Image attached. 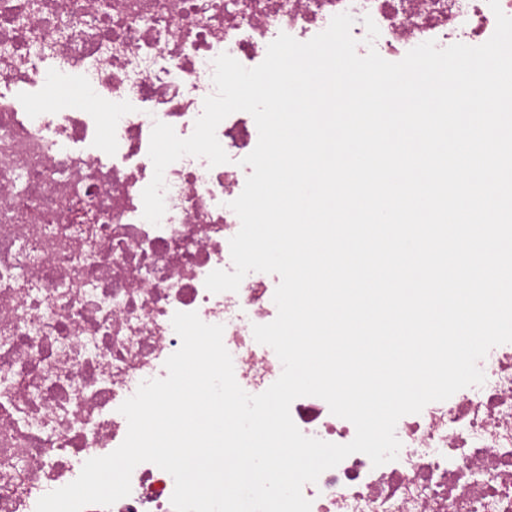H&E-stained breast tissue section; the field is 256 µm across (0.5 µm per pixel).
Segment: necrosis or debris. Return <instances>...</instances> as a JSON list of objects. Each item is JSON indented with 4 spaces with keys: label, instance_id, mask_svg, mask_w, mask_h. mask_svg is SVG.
Returning <instances> with one entry per match:
<instances>
[{
    "label": "necrosis or debris",
    "instance_id": "1",
    "mask_svg": "<svg viewBox=\"0 0 512 512\" xmlns=\"http://www.w3.org/2000/svg\"><path fill=\"white\" fill-rule=\"evenodd\" d=\"M344 12L358 54L390 62L430 40L478 46L496 28L487 0H0V512H36L122 443L119 406L165 378L181 344L175 312L223 325L245 392L279 378L275 351L253 336L277 316L279 276L205 287L212 271L234 269L230 203L252 172L242 160L258 141L253 117L218 125L228 163L187 155L166 168L157 225L143 217L150 136L158 121L192 134L220 54L256 67L280 33L306 42ZM71 84L98 109L38 105ZM478 366L482 384L399 419L396 460L376 467L354 453L304 484L311 512H512V343ZM290 414L306 436H355L321 398H297ZM173 491L169 473L143 462L127 497L84 512H174Z\"/></svg>",
    "mask_w": 512,
    "mask_h": 512
}]
</instances>
